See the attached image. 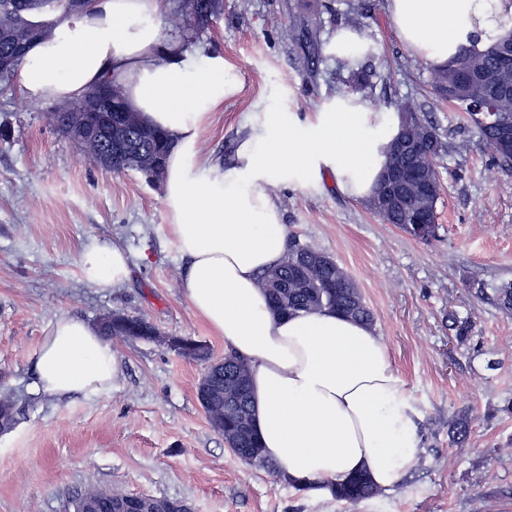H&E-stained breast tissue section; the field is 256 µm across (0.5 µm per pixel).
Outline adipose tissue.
<instances>
[{
	"label": "adipose tissue",
	"instance_id": "1",
	"mask_svg": "<svg viewBox=\"0 0 512 512\" xmlns=\"http://www.w3.org/2000/svg\"><path fill=\"white\" fill-rule=\"evenodd\" d=\"M386 9L401 41L432 66L471 37L485 45L512 27V0H387ZM163 25L159 0H91L50 41L31 45L14 82L25 99L74 102L118 80L141 119L172 135L162 203L187 261L179 287L225 347L248 359L265 455L288 480L320 492L361 472L393 488L415 461L417 411L380 337L329 309L274 313L261 277L287 254L272 187L329 174L343 194L368 198L397 127L370 128L368 113L342 103L307 129L268 112L238 142L230 169L201 167L202 122L238 84L221 53L194 57ZM80 263L102 288L127 275L116 247L89 246ZM34 369L39 392L64 398L111 391L120 359L88 322L62 317Z\"/></svg>",
	"mask_w": 512,
	"mask_h": 512
}]
</instances>
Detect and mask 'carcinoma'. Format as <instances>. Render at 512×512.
Instances as JSON below:
<instances>
[{
  "mask_svg": "<svg viewBox=\"0 0 512 512\" xmlns=\"http://www.w3.org/2000/svg\"><path fill=\"white\" fill-rule=\"evenodd\" d=\"M42 5V0H0V54L7 53L16 44L30 41L19 25L18 14L32 12ZM223 0H178L176 16L183 21L184 31L193 37L198 31L210 26L221 15ZM83 12L72 0H57L55 19L46 21L39 35L44 41L51 37L57 22ZM512 53V41L503 35L482 51L463 48L447 64L434 70L431 76L432 93L448 102L464 114L479 139L494 153L498 164L508 170L512 168V150L500 147L498 125L502 121L512 123V63L502 61L503 53ZM483 72L497 86L495 112L490 123L477 125L472 112L484 104L489 90L487 84L478 78L464 84L459 81L461 74ZM105 91L114 100L125 101L122 87L112 80L92 89L85 100L92 99ZM402 126L400 136L412 144L420 145L423 151L402 154L397 162L414 173L430 177L440 184L439 159L445 152V145L437 128L415 112L412 103H396ZM84 117L82 112L69 113L68 120L59 119L54 123L57 131L74 141L92 159L101 163L103 142L110 139L112 144H121L123 151L115 156V165L124 170L141 171L153 163L165 167L172 141L169 136L142 121L135 124L110 125V113H97L98 124L103 130H112V135H103L95 141H79L74 134ZM403 206L386 207L375 204L376 197L367 202L369 211L384 224H394L414 238L429 241L437 237L438 225H431L426 236L416 233L411 216L417 212L433 211L423 195L418 179L411 180L402 191ZM269 306L279 314L316 312L332 309L344 317L366 324H374L373 309L365 302L360 289L340 264L331 256L308 246H296L288 250L287 260L264 276ZM497 306L512 312V283H502L492 288ZM103 335L108 337H133L153 339L157 329L143 318H133L119 313H109L99 319ZM182 346L174 348L178 356L188 360L205 362L210 360L207 345L191 336H181ZM197 398L208 421L217 433L224 436V442L231 449L238 446L248 448L244 462L262 468L273 476H279L273 460L263 454L254 424L251 397L249 365L245 358L229 353L224 359L211 364L200 380ZM15 402L7 395L0 397V419L6 427L15 424ZM332 496L352 505L376 497L381 493L364 473H359L342 483L331 485ZM127 494L110 488L93 487L75 497L71 502L73 512H119L125 504Z\"/></svg>",
  "mask_w": 512,
  "mask_h": 512,
  "instance_id": "1",
  "label": "carcinoma"
}]
</instances>
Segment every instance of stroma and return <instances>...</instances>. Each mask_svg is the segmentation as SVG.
<instances>
[{
	"instance_id": "1",
	"label": "stroma",
	"mask_w": 512,
	"mask_h": 512,
	"mask_svg": "<svg viewBox=\"0 0 512 512\" xmlns=\"http://www.w3.org/2000/svg\"><path fill=\"white\" fill-rule=\"evenodd\" d=\"M364 54L328 53L352 29V0H224L222 14L189 43L217 51L238 93L204 119L203 162L229 161L264 113L309 124L341 97L375 118L401 100L436 126L449 153L439 160L438 237L416 240L380 223L331 176L272 195L288 240L328 253L376 315L375 329L418 411L416 462L391 490L357 505L300 491L239 460L214 431L196 390L201 363L178 356L169 336H190L223 357L217 336L183 298L186 266L165 221L161 183L136 171L108 172L59 135L47 114L0 81V393L17 422L0 433V512H66L90 487L189 501L194 512H512V313L480 286L512 282V170L437 100L431 66L399 39L374 0ZM369 87L353 93L351 72ZM125 250L128 274L111 288L86 281L91 244ZM141 317L158 341L115 338L121 375L112 391L57 399L33 384L35 353L63 316L98 324L108 313ZM471 419L465 444L448 424Z\"/></svg>"
}]
</instances>
